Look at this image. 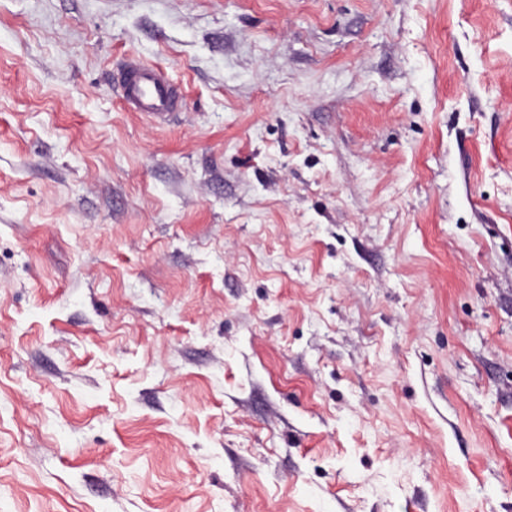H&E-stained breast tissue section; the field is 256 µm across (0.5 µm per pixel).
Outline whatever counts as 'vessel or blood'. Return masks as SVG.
<instances>
[{
	"mask_svg": "<svg viewBox=\"0 0 512 512\" xmlns=\"http://www.w3.org/2000/svg\"><path fill=\"white\" fill-rule=\"evenodd\" d=\"M124 97L135 111L153 117L169 115L178 105L176 93L162 73L140 61L129 63L126 68Z\"/></svg>",
	"mask_w": 512,
	"mask_h": 512,
	"instance_id": "vessel-or-blood-1",
	"label": "vessel or blood"
}]
</instances>
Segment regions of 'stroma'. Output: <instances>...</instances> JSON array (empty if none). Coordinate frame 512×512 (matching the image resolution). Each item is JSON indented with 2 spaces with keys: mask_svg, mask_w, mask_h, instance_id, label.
Masks as SVG:
<instances>
[{
  "mask_svg": "<svg viewBox=\"0 0 512 512\" xmlns=\"http://www.w3.org/2000/svg\"><path fill=\"white\" fill-rule=\"evenodd\" d=\"M0 512H512V0H0ZM124 97L135 111L153 117L167 116L178 105L176 93L162 73L153 65L140 61L127 65Z\"/></svg>",
  "mask_w": 512,
  "mask_h": 512,
  "instance_id": "35a3bbf8",
  "label": "stroma"
}]
</instances>
